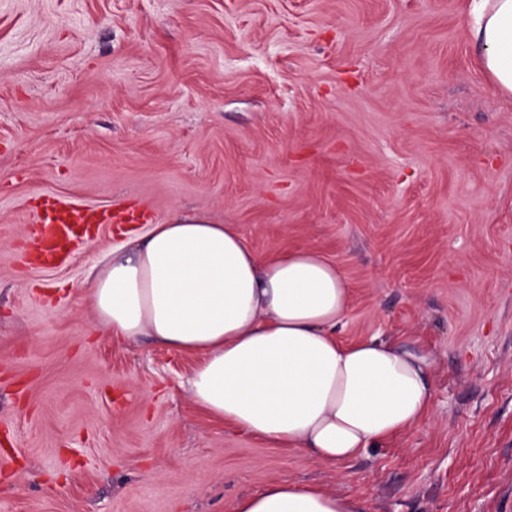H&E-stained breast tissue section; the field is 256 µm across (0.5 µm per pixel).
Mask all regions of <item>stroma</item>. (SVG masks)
I'll return each instance as SVG.
<instances>
[{
  "label": "stroma",
  "instance_id": "1",
  "mask_svg": "<svg viewBox=\"0 0 512 512\" xmlns=\"http://www.w3.org/2000/svg\"><path fill=\"white\" fill-rule=\"evenodd\" d=\"M466 0H0V512H234L278 479L366 512H512V99ZM238 225L350 288L341 342L430 357L431 410L340 470L206 419L195 358L112 343L102 226L20 264L42 196Z\"/></svg>",
  "mask_w": 512,
  "mask_h": 512
}]
</instances>
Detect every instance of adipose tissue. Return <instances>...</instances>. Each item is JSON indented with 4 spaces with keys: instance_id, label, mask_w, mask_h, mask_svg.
I'll use <instances>...</instances> for the list:
<instances>
[{
    "instance_id": "1",
    "label": "adipose tissue",
    "mask_w": 512,
    "mask_h": 512,
    "mask_svg": "<svg viewBox=\"0 0 512 512\" xmlns=\"http://www.w3.org/2000/svg\"><path fill=\"white\" fill-rule=\"evenodd\" d=\"M474 47L512 98V0H472ZM85 302L119 343L151 337L197 356L187 389L210 417L340 466L420 424L429 357L409 343L342 344L350 292L315 250L264 258L234 224L173 213L130 256L93 263ZM235 512H365L358 498L282 479Z\"/></svg>"
}]
</instances>
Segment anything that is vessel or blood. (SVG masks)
<instances>
[{
	"label": "vessel or blood",
	"mask_w": 512,
	"mask_h": 512,
	"mask_svg": "<svg viewBox=\"0 0 512 512\" xmlns=\"http://www.w3.org/2000/svg\"><path fill=\"white\" fill-rule=\"evenodd\" d=\"M149 219L148 212L136 204L87 206L47 195L33 214L38 226L35 245L44 261L56 262L68 255L77 230L89 233L104 224H142Z\"/></svg>",
	"instance_id": "1"
}]
</instances>
